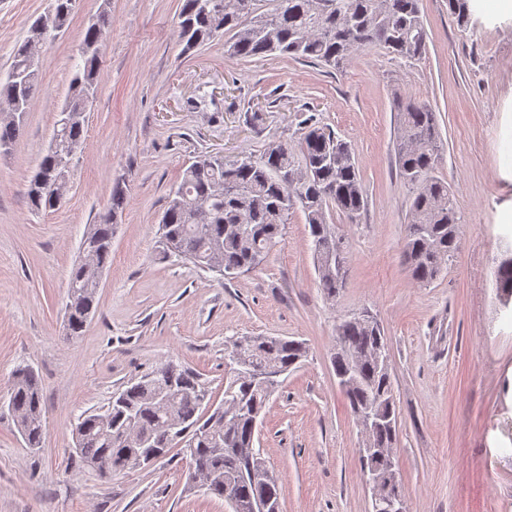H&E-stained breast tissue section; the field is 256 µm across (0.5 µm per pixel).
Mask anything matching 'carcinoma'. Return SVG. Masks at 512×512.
Segmentation results:
<instances>
[{
    "label": "carcinoma",
    "mask_w": 512,
    "mask_h": 512,
    "mask_svg": "<svg viewBox=\"0 0 512 512\" xmlns=\"http://www.w3.org/2000/svg\"><path fill=\"white\" fill-rule=\"evenodd\" d=\"M255 0H182L178 14L185 50L231 33L225 43L231 58L280 53L295 59L338 68L355 51L378 44L394 55L417 61L426 53L428 34L420 0H273V8L258 13ZM473 0H448V13L458 25H468ZM39 52L28 41L16 49L12 65L38 70ZM100 56H81L67 101L78 108L86 94L96 91ZM400 177L412 187L414 197L404 243L412 278L419 284L436 280L458 248L463 216L448 184L435 175L440 152L436 112L414 99L398 105ZM23 120L0 115V146L17 138ZM85 122L61 130V147L46 152L38 172L58 165L64 150L83 143ZM302 163L284 144L268 148L258 160H227L202 155L184 172L177 194L168 197L159 224L160 243L200 269L222 276L248 271L258 255L266 256L282 236L288 214L300 206L309 227L312 245L336 250L338 236L327 224L326 208L333 204L350 221L365 208L364 189L347 142L333 133L310 130L301 146ZM33 209H54L62 199L47 187L30 185ZM121 191L112 193L107 210L88 226L82 246L87 262L71 273L66 304L69 335L79 336L92 314L103 271L112 254L110 215L122 208ZM323 253L313 252L319 285L336 296L344 281L336 266L322 263ZM499 298L512 300V256L498 258L494 271ZM252 356L257 366L288 373L307 356L306 344L282 336H256ZM339 348L332 359L336 376L353 373L356 381L345 390L353 414L378 407L396 417L394 385L390 372L378 362L379 345H387L379 326L353 317L337 327ZM275 388L246 376L235 375L224 386V401L239 408L236 420L206 415L201 395L208 387L192 369L168 361L115 393L103 413H87L75 426L74 452L84 467L101 471L131 454L139 457L156 450L164 457L179 440L194 448L208 465L212 480L207 491L224 498L228 491L238 500L278 501V482L245 476L249 468L267 470L260 449L254 447L252 414H262ZM17 430L30 448H38L44 433L42 394L34 371L15 370L6 401ZM397 440V429L380 427L372 434V446L387 448Z\"/></svg>",
    "instance_id": "cac0c4a2"
}]
</instances>
